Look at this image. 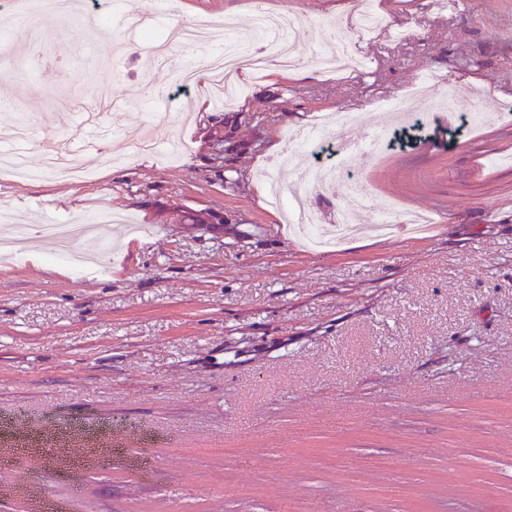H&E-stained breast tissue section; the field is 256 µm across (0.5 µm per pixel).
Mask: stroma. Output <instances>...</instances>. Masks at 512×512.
I'll list each match as a JSON object with an SVG mask.
<instances>
[{
    "mask_svg": "<svg viewBox=\"0 0 512 512\" xmlns=\"http://www.w3.org/2000/svg\"><path fill=\"white\" fill-rule=\"evenodd\" d=\"M92 0L95 13L140 16L162 33L178 23L231 22L247 39L250 0ZM306 28L295 51L306 74L248 73L216 103L196 49V84L173 90L171 123L147 126L143 44L116 59L77 62V47L111 29L85 17L47 40L20 77L0 65V96L35 117L20 143L30 167L43 144L76 128L80 99L112 86V143L90 179L0 175V209L19 225L62 222L107 207L137 226L110 229L104 271L76 277L37 234L0 263V425L39 434L98 427L108 448L145 459L133 469L90 458L21 452L0 468V512H43L25 477L42 475L65 512H512V0H372L383 26L361 31L362 0H263ZM369 66L336 75L317 61L332 35ZM437 84L416 141L351 177L373 203L433 213L418 234L310 251L257 190L275 170L327 219L349 190L299 187L275 168L287 135L342 108L358 122L330 129L306 160L336 151L380 121L378 102L420 75ZM489 108L449 140L444 111ZM184 211L216 224L179 220Z\"/></svg>",
    "mask_w": 512,
    "mask_h": 512,
    "instance_id": "1",
    "label": "stroma"
}]
</instances>
